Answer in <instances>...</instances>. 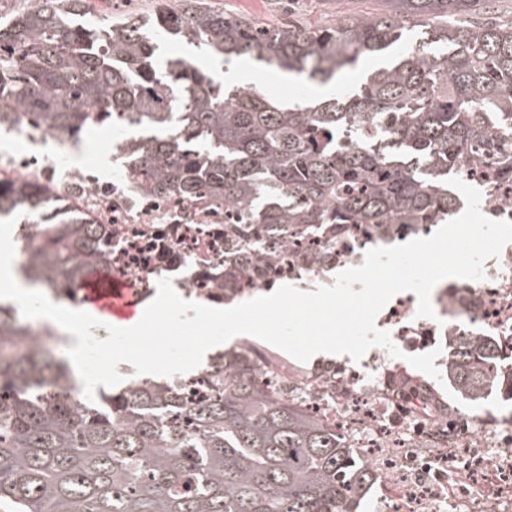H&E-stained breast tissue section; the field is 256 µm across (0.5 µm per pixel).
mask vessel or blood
Wrapping results in <instances>:
<instances>
[{"label":"vessel or blood","instance_id":"1","mask_svg":"<svg viewBox=\"0 0 512 512\" xmlns=\"http://www.w3.org/2000/svg\"><path fill=\"white\" fill-rule=\"evenodd\" d=\"M80 291L83 301L98 316L115 323L130 321L138 314L142 289L130 281L94 272L82 282Z\"/></svg>","mask_w":512,"mask_h":512}]
</instances>
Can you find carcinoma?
I'll return each instance as SVG.
<instances>
[{
	"instance_id": "carcinoma-1",
	"label": "carcinoma",
	"mask_w": 512,
	"mask_h": 512,
	"mask_svg": "<svg viewBox=\"0 0 512 512\" xmlns=\"http://www.w3.org/2000/svg\"><path fill=\"white\" fill-rule=\"evenodd\" d=\"M380 13L334 27H261L201 0H157L148 18L101 29L74 19L86 0H37L0 24V125L13 109L35 130L74 137L109 125L133 133L124 154L134 190L226 206L252 272L251 247L278 249L300 226L420 224L452 195L453 149L493 146L477 114L512 113V22L460 18L493 0H381ZM165 34L212 60L263 63L327 85L372 60L344 95L289 105L165 58ZM24 177L0 178V217L43 210L47 245L29 280L76 290L90 270L112 275V219ZM27 326L0 305V508L5 512H357L377 470L346 435L262 381L253 347L211 358V394L140 379L76 405L73 372L31 350ZM448 379L471 402L501 385L500 342L449 337Z\"/></svg>"
}]
</instances>
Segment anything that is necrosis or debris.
I'll return each instance as SVG.
<instances>
[{
  "label": "necrosis or debris",
  "instance_id": "obj_1",
  "mask_svg": "<svg viewBox=\"0 0 512 512\" xmlns=\"http://www.w3.org/2000/svg\"><path fill=\"white\" fill-rule=\"evenodd\" d=\"M453 175L482 194L481 212L488 218L512 221V160L468 146L454 151ZM130 178L112 186V270L117 277L146 283L159 274L170 277L175 288L216 299L207 281L228 288L252 290L285 283L305 287L314 281L333 284L344 269L362 265L367 250L389 247L408 237L431 236L440 224L460 215L463 196H456L449 211L435 213L427 224L401 228L392 236L377 234L365 226H350L344 233L313 224L300 228L273 268L258 275L225 269L227 226L223 213L204 211L193 202L130 195ZM480 280L455 279L438 283L434 295L435 318L417 317L412 295L395 297L380 312L376 325L403 343L408 351L421 346L424 336L451 335L458 321L468 323L476 335L501 337L503 358L512 357V243L499 257L484 264ZM398 362L367 357L340 365L336 377H294L270 371L266 382L277 394L306 397V406L335 426L355 436L358 446L379 450L381 482L392 501V512H440L445 503L465 497L495 506L500 497L512 496V450L504 457L488 456L498 447L485 414L476 411L463 428L423 421L414 397L398 400L387 386L406 376ZM418 438L437 444L438 475L434 482L413 479L384 454L386 446L403 448Z\"/></svg>",
  "mask_w": 512,
  "mask_h": 512
}]
</instances>
